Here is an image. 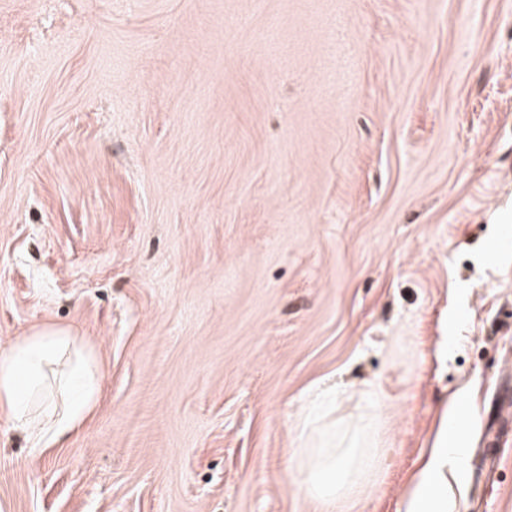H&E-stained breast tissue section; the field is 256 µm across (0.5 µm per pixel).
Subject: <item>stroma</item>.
<instances>
[{"mask_svg": "<svg viewBox=\"0 0 512 512\" xmlns=\"http://www.w3.org/2000/svg\"><path fill=\"white\" fill-rule=\"evenodd\" d=\"M45 326L100 393L39 451L0 416V512H319L322 400L378 415L341 512L443 417L448 512H512V0H0V351Z\"/></svg>", "mask_w": 512, "mask_h": 512, "instance_id": "1", "label": "stroma"}]
</instances>
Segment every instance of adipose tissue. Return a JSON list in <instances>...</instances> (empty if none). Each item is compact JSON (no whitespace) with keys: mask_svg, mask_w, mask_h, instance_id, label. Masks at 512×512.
I'll list each match as a JSON object with an SVG mask.
<instances>
[{"mask_svg":"<svg viewBox=\"0 0 512 512\" xmlns=\"http://www.w3.org/2000/svg\"><path fill=\"white\" fill-rule=\"evenodd\" d=\"M60 376L72 389L59 404L35 407L33 400L49 376ZM99 392L89 353L60 327H44L18 338L0 353V412L12 429L25 434L33 448H48L76 429L90 412ZM359 428L348 445L300 448L291 458L299 488L322 504L326 512L357 498L375 484L379 452ZM452 438L440 423L433 445L402 494L404 512H447L448 450Z\"/></svg>","mask_w":512,"mask_h":512,"instance_id":"1","label":"adipose tissue"}]
</instances>
